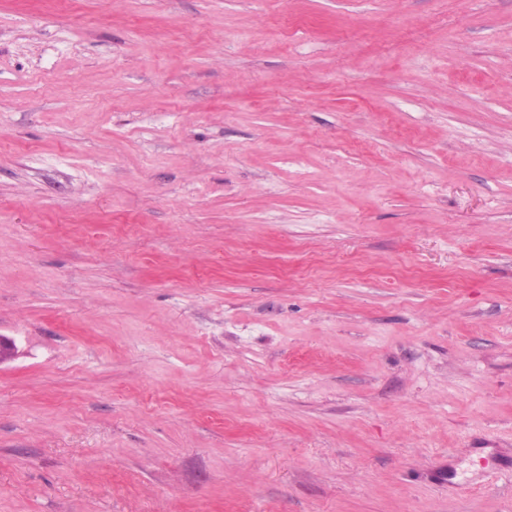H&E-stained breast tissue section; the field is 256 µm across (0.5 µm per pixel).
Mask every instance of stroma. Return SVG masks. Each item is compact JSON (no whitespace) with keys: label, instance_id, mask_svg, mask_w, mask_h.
Returning <instances> with one entry per match:
<instances>
[{"label":"stroma","instance_id":"obj_1","mask_svg":"<svg viewBox=\"0 0 512 512\" xmlns=\"http://www.w3.org/2000/svg\"><path fill=\"white\" fill-rule=\"evenodd\" d=\"M0 334V512H512V0H0Z\"/></svg>","mask_w":512,"mask_h":512}]
</instances>
